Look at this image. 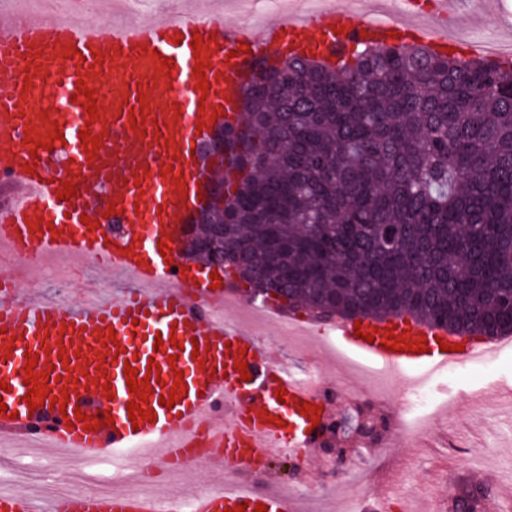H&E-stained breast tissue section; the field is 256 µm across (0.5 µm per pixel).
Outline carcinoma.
Here are the masks:
<instances>
[{"mask_svg": "<svg viewBox=\"0 0 512 512\" xmlns=\"http://www.w3.org/2000/svg\"><path fill=\"white\" fill-rule=\"evenodd\" d=\"M186 255L324 322L512 321V63L417 44L257 71Z\"/></svg>", "mask_w": 512, "mask_h": 512, "instance_id": "1", "label": "carcinoma"}]
</instances>
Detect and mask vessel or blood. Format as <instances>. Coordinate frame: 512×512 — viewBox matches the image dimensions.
<instances>
[{"label":"vessel or blood","mask_w":512,"mask_h":512,"mask_svg":"<svg viewBox=\"0 0 512 512\" xmlns=\"http://www.w3.org/2000/svg\"><path fill=\"white\" fill-rule=\"evenodd\" d=\"M461 5L437 0L435 14L415 6L406 19L360 18L349 7L329 6L250 23L197 0H169L149 23L116 18L102 27L81 10L50 8L21 19L15 0H0V79L8 84L0 94V261L18 249L72 253L113 280L135 281L110 297L86 288L80 301L66 305L0 286V382L7 385L0 393L6 406L0 437L73 451L85 462L125 448L140 478L160 469L172 479L196 468L202 434L221 446L205 460L208 469L278 451L310 465V449L319 447L324 424L335 417L334 400L295 382L279 350L258 341L253 329L225 326L224 297L234 293L233 283L212 287L207 274L188 273L180 261L182 225L209 204L215 171L229 167L207 154L206 145L240 123V89L261 62L309 54L334 61L358 44H390L407 35L446 52L456 41L436 23ZM55 130L59 139H50ZM84 130L91 142L81 139ZM68 182L75 196L59 199ZM112 205L117 214L109 213ZM107 222L122 225V232L107 235ZM330 332L344 352L398 372L455 367L481 353L477 345L457 350L456 332L407 316L340 319ZM389 333L400 351L384 349ZM129 361L139 378L151 362L160 373L147 395L151 417L134 421L124 375ZM240 362L245 370H237ZM49 370L53 405L29 408L27 376ZM175 385L185 396L163 406ZM307 403L317 413L304 412ZM80 413L97 426L85 429ZM177 502L125 490L67 491L45 500L0 491V512H170ZM259 504L267 512L299 509L281 491L229 493L218 479L198 489L193 512H255Z\"/></svg>","instance_id":"obj_1"}]
</instances>
